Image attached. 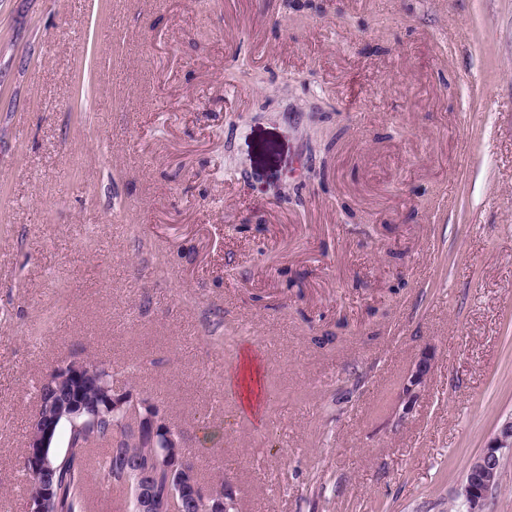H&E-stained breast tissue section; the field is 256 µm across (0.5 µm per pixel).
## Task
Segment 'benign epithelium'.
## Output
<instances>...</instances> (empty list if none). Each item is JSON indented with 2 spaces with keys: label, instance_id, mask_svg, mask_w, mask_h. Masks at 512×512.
Returning <instances> with one entry per match:
<instances>
[{
  "label": "benign epithelium",
  "instance_id": "benign-epithelium-1",
  "mask_svg": "<svg viewBox=\"0 0 512 512\" xmlns=\"http://www.w3.org/2000/svg\"><path fill=\"white\" fill-rule=\"evenodd\" d=\"M429 372V359L424 357L403 380L397 395L396 424L404 423L413 413ZM101 386L112 392V412L118 418V425L112 430V447L118 448L132 440L157 449L151 463L138 472L136 482L119 487L121 496L133 497L136 512H179L180 503L188 497L206 512H236V497L231 485L226 483L224 490H214L190 478L189 462L177 452V448L183 445V436L158 404L123 387L108 386L105 377L101 378ZM55 429L56 420L49 417L36 415L31 422L23 466L38 481L39 487L37 493L27 500V512H47L53 496L48 445L53 440ZM505 449L512 450V416L497 426L487 446L469 465V478L460 491L466 512H486Z\"/></svg>",
  "mask_w": 512,
  "mask_h": 512
}]
</instances>
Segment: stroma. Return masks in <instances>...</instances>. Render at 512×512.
Returning a JSON list of instances; mask_svg holds the SVG:
<instances>
[{"label":"stroma","instance_id":"1","mask_svg":"<svg viewBox=\"0 0 512 512\" xmlns=\"http://www.w3.org/2000/svg\"><path fill=\"white\" fill-rule=\"evenodd\" d=\"M313 2L0 0V512L70 360L239 512H458L512 415V0ZM264 371V364L255 355H252L250 352H245L242 355L241 365L237 372V386L242 377L245 378L246 382L242 384L244 385L243 392L238 394L239 406L242 411L256 417L261 415L263 392L260 380ZM248 378L251 379V387L247 384ZM429 372V359L424 357L414 365L403 380L397 395L398 413H396L395 417L397 425L404 423L413 413L422 395ZM76 387L72 379H61L60 376H55L54 379L47 380L40 385L39 402H41L44 409L49 410L51 413H56L62 407L55 406L56 401H60L61 397L75 396Z\"/></svg>","mask_w":512,"mask_h":512}]
</instances>
